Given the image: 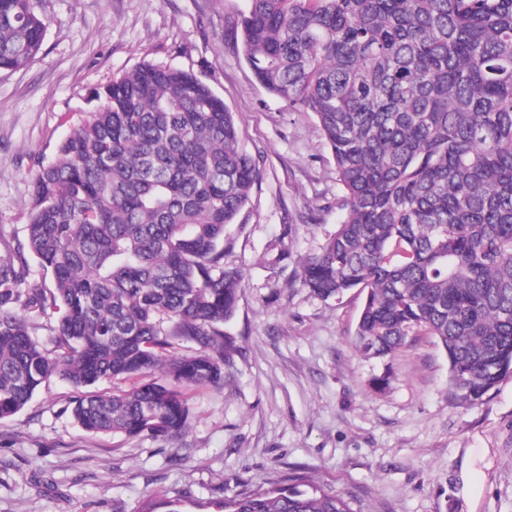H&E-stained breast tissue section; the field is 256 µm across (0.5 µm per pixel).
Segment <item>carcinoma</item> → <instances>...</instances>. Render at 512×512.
Returning <instances> with one entry per match:
<instances>
[{
	"label": "carcinoma",
	"mask_w": 512,
	"mask_h": 512,
	"mask_svg": "<svg viewBox=\"0 0 512 512\" xmlns=\"http://www.w3.org/2000/svg\"><path fill=\"white\" fill-rule=\"evenodd\" d=\"M240 27L261 86L315 114L344 190L294 282L323 300L359 290L357 351L385 360L422 331L452 402L483 403L512 378V0H248ZM46 31L39 0H0V69L35 59ZM96 100L40 164L24 240L0 251V420L58 377L85 389L82 430L178 438L182 390L224 384L241 355L224 236L261 170L187 71L147 62ZM29 311L54 319L53 349ZM220 508L354 512L307 475Z\"/></svg>",
	"instance_id": "cac0c4a2"
}]
</instances>
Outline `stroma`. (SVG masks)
I'll use <instances>...</instances> for the list:
<instances>
[{
  "label": "stroma",
  "mask_w": 512,
  "mask_h": 512,
  "mask_svg": "<svg viewBox=\"0 0 512 512\" xmlns=\"http://www.w3.org/2000/svg\"><path fill=\"white\" fill-rule=\"evenodd\" d=\"M247 0H42L43 52L0 70V250L24 238L32 179L112 77L150 62L194 74L234 113L263 175L227 232L241 268L225 324L243 355L232 382L187 390L177 439L91 435L71 414L75 389L51 379L0 421V512H141L148 496L217 512L243 488L302 469L356 512H512V380L484 403L448 396V359L413 337L389 361L353 337L358 292L322 300L291 285L338 222L343 190L311 112L290 111L242 54ZM285 245L288 264L265 259ZM391 368L386 389L369 380Z\"/></svg>",
  "instance_id": "stroma-1"
}]
</instances>
